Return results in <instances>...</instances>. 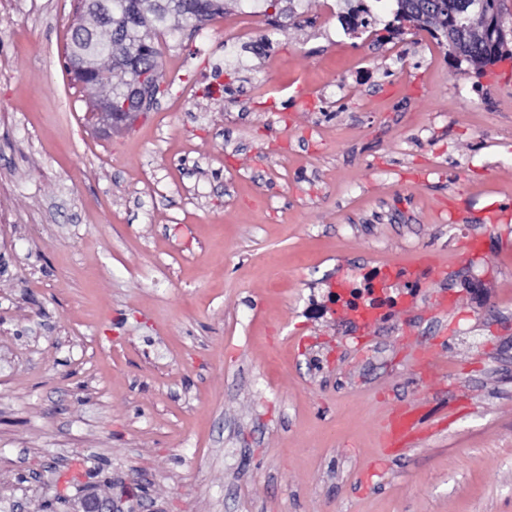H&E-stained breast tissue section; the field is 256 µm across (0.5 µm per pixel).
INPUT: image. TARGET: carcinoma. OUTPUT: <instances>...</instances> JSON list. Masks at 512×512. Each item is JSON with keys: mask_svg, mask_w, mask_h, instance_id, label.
Here are the masks:
<instances>
[{"mask_svg": "<svg viewBox=\"0 0 512 512\" xmlns=\"http://www.w3.org/2000/svg\"><path fill=\"white\" fill-rule=\"evenodd\" d=\"M395 2L397 22H417V29L445 42L448 54L456 62H466L479 72L504 55L505 35L486 31L487 24L499 13L500 0H436L426 10L419 9L416 0ZM109 8L111 41L97 48L93 78L112 96V111L120 112L127 86L114 81L115 74L132 68H161L155 36L172 29L173 21L194 28L204 26L224 14V0H109ZM365 13L367 8L357 0L347 13L348 25L354 29L368 26ZM89 16L93 25L84 27L82 32L71 31L65 56L68 69L74 58L98 38L101 20L94 12Z\"/></svg>", "mask_w": 512, "mask_h": 512, "instance_id": "cac0c4a2", "label": "carcinoma"}]
</instances>
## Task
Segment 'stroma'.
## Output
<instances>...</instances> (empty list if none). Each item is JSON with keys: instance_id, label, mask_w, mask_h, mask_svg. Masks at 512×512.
I'll list each match as a JSON object with an SVG mask.
<instances>
[{"instance_id": "35a3bbf8", "label": "stroma", "mask_w": 512, "mask_h": 512, "mask_svg": "<svg viewBox=\"0 0 512 512\" xmlns=\"http://www.w3.org/2000/svg\"><path fill=\"white\" fill-rule=\"evenodd\" d=\"M75 7L0 0V512H512V0L494 89L388 8L224 0L121 133ZM422 256L389 321L305 312ZM396 404L427 434L388 455ZM89 3H83V6L86 10H91L93 12L87 13L93 20L92 26L84 25V32L75 31L74 27L71 30L70 42L68 44L67 52H66V68L71 73V66H73L74 58L79 54L85 52L90 46L96 43L98 38V30L101 26V20L99 16L94 12L98 11L103 7L98 1H88Z\"/></svg>"}]
</instances>
